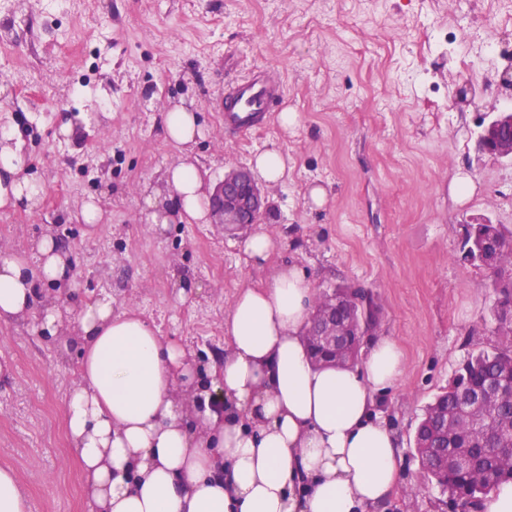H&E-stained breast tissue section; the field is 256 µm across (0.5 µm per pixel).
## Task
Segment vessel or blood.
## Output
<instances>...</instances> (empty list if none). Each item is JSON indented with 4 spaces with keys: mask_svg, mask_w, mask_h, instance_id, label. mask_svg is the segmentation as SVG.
Listing matches in <instances>:
<instances>
[{
    "mask_svg": "<svg viewBox=\"0 0 512 512\" xmlns=\"http://www.w3.org/2000/svg\"><path fill=\"white\" fill-rule=\"evenodd\" d=\"M234 98L224 111V128L241 134L255 129L263 115L274 106L278 90L261 72H249L229 86Z\"/></svg>",
    "mask_w": 512,
    "mask_h": 512,
    "instance_id": "vessel-or-blood-1",
    "label": "vessel or blood"
}]
</instances>
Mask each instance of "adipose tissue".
<instances>
[{"label":"adipose tissue","instance_id":"ef3b65f1","mask_svg":"<svg viewBox=\"0 0 512 512\" xmlns=\"http://www.w3.org/2000/svg\"><path fill=\"white\" fill-rule=\"evenodd\" d=\"M181 157L164 180L176 204L148 200L147 221L206 223L207 183L193 154L203 135L194 112L164 115ZM12 130H0V208L33 209L34 182ZM36 264L0 253V324L35 315L58 333L75 323L79 382L66 400L67 435L79 452L93 512H379L399 479V442L380 405L402 375L388 337L370 340L362 363L317 367L303 332L313 285L297 266L278 268L263 287H243L224 321L228 348L213 372L224 410L192 412L187 347L163 340L140 316L114 313L102 297L72 311L37 300L36 282L69 277L53 240Z\"/></svg>","mask_w":512,"mask_h":512}]
</instances>
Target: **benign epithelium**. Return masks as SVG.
I'll return each mask as SVG.
<instances>
[{
    "mask_svg": "<svg viewBox=\"0 0 512 512\" xmlns=\"http://www.w3.org/2000/svg\"><path fill=\"white\" fill-rule=\"evenodd\" d=\"M477 150L496 160L512 162V109L493 113L482 121ZM215 224H257L265 209V196L250 168L240 166L216 183L210 197ZM350 293L338 287L332 296L315 301L305 341L311 347L312 362L323 366L342 363L340 354L348 337L360 335L358 321L350 315L341 321L337 314L351 307Z\"/></svg>",
    "mask_w": 512,
    "mask_h": 512,
    "instance_id": "benign-epithelium-1",
    "label": "benign epithelium"
}]
</instances>
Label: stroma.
Listing matches in <instances>:
<instances>
[{
    "instance_id": "35a3bbf8",
    "label": "stroma",
    "mask_w": 512,
    "mask_h": 512,
    "mask_svg": "<svg viewBox=\"0 0 512 512\" xmlns=\"http://www.w3.org/2000/svg\"><path fill=\"white\" fill-rule=\"evenodd\" d=\"M0 129H17L38 209H0V252L32 259L57 235L71 256L70 305L111 295L156 334L194 350L209 372L227 347L224 319L245 285L280 266L304 270L316 292L351 284L371 292L378 331L404 353V374L382 407L400 442L399 484L382 512H450L423 476L413 435L426 406L470 355L498 346L491 270L464 262L465 226L487 215L512 226V163L478 154L483 117L512 107V0H0ZM258 69L280 82L279 103L248 134L224 130V91ZM39 83L23 84L24 73ZM472 99L459 100L460 88ZM191 104L196 148L210 181L278 149L286 178L267 185L258 223L276 247L264 268L244 252L248 231L145 220L147 197L174 205L164 181L179 150L163 116ZM297 113L282 130L278 115ZM460 177L472 185L460 194ZM326 191L323 206L311 187ZM105 213L74 218L82 202ZM190 282L186 299L179 286ZM0 467L16 471L30 512H91L65 403L77 348L34 321L0 325Z\"/></svg>"
}]
</instances>
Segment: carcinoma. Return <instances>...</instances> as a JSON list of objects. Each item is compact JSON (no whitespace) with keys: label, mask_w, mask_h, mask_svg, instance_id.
<instances>
[{"label":"carcinoma","mask_w":512,"mask_h":512,"mask_svg":"<svg viewBox=\"0 0 512 512\" xmlns=\"http://www.w3.org/2000/svg\"><path fill=\"white\" fill-rule=\"evenodd\" d=\"M485 242L481 226H466L462 255L477 259ZM500 268L494 271L492 287L500 297L512 295V253H499ZM353 299L362 311L366 325L377 320L379 311L372 298L355 291ZM502 345L480 352L467 359L456 371L448 386L436 396L440 403L439 418L420 419L417 429L420 437L429 442L428 453L420 456L424 475L448 494L452 512H475L489 486L470 483L469 475L459 467V459L465 458L478 469L487 473L494 483L512 480V402L507 400L483 401L476 404L468 400V394H478L493 388L504 375L512 373V324L498 317ZM498 422L493 433L477 441L470 437L477 419Z\"/></svg>","instance_id":"cac0c4a2"}]
</instances>
